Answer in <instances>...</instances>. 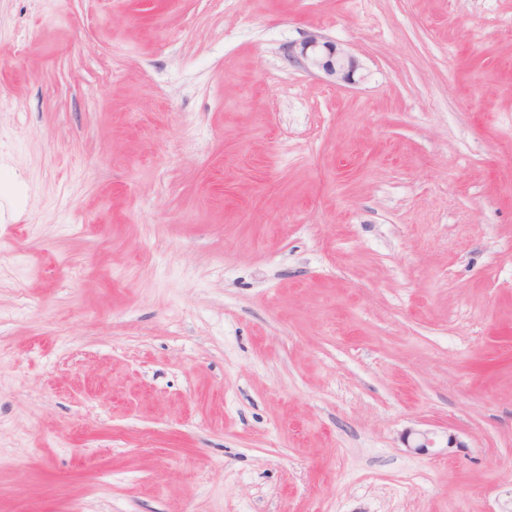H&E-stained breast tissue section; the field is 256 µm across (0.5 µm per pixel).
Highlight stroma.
I'll return each instance as SVG.
<instances>
[{"instance_id": "obj_1", "label": "stroma", "mask_w": 512, "mask_h": 512, "mask_svg": "<svg viewBox=\"0 0 512 512\" xmlns=\"http://www.w3.org/2000/svg\"><path fill=\"white\" fill-rule=\"evenodd\" d=\"M0 99V512H512V0H0ZM288 59L306 69H320L339 82H351L358 69L354 57L336 43L321 41L318 35L309 36L301 43L299 51L289 47Z\"/></svg>"}]
</instances>
